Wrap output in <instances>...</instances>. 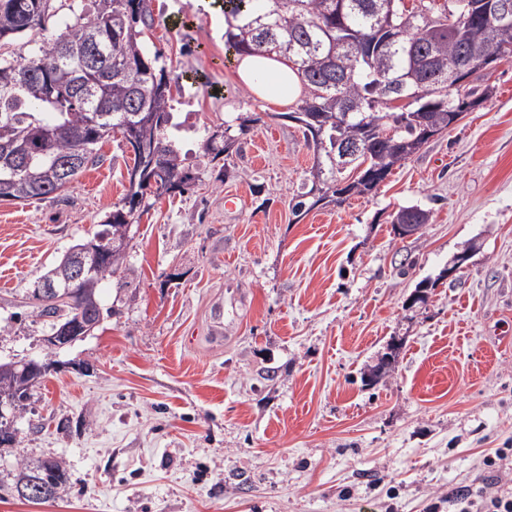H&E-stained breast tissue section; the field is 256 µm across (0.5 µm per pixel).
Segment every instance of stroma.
<instances>
[{"label": "stroma", "mask_w": 512, "mask_h": 512, "mask_svg": "<svg viewBox=\"0 0 512 512\" xmlns=\"http://www.w3.org/2000/svg\"><path fill=\"white\" fill-rule=\"evenodd\" d=\"M90 2L51 0L6 54ZM148 7L143 41L181 78L170 136L195 182L147 197L99 325L52 353L33 290L101 230L132 155L115 134L54 198L0 199V361L50 365L0 468L51 457L69 474L57 500L10 496L0 512H428L482 486V459L512 448V58L481 78L487 101L374 193L298 217L314 152L295 104L259 99L225 63L222 0ZM246 116L239 153L213 157L207 138ZM412 205L430 222L397 238L391 216ZM423 281L427 301L410 303Z\"/></svg>", "instance_id": "1"}]
</instances>
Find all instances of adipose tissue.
I'll return each instance as SVG.
<instances>
[{
    "mask_svg": "<svg viewBox=\"0 0 512 512\" xmlns=\"http://www.w3.org/2000/svg\"><path fill=\"white\" fill-rule=\"evenodd\" d=\"M236 75L250 92L273 104L293 102L303 91L297 72L282 59H243L237 65Z\"/></svg>",
    "mask_w": 512,
    "mask_h": 512,
    "instance_id": "adipose-tissue-1",
    "label": "adipose tissue"
}]
</instances>
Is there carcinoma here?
Listing matches in <instances>:
<instances>
[{
	"label": "carcinoma",
	"mask_w": 512,
	"mask_h": 512,
	"mask_svg": "<svg viewBox=\"0 0 512 512\" xmlns=\"http://www.w3.org/2000/svg\"><path fill=\"white\" fill-rule=\"evenodd\" d=\"M476 14L470 0H420L418 12L401 0H224V16L233 18L224 33L225 53L283 58L293 64L304 87L298 104L303 133L310 118L325 128L315 142L312 177L331 196L346 174L331 158L336 121L346 120L351 136H371L364 144L370 166L390 174L410 159L405 145L420 127L445 130L448 115L467 106L474 94L467 84L448 81L451 68L467 58L512 56V0ZM50 0H0V43L44 29ZM153 24L146 0H95L92 13L79 14L55 38L44 40L16 60L0 58V180L10 182L9 198H49L99 163L96 145L117 131L128 135L133 167L144 177L127 189L122 203L96 234L99 260L86 265L67 302L36 305L62 329L89 311L101 314L98 294L87 301L84 288H98L123 267L129 228L147 194L183 193L192 181L167 135L172 121V78L150 59L141 42ZM403 99L399 107L382 101ZM104 116L93 123L94 115ZM134 120L130 131L123 123ZM397 128L391 137L384 135ZM71 246L43 278L60 280ZM34 482L46 503L58 498L68 471L57 459L16 468L13 483L0 491L22 497Z\"/></svg>",
	"instance_id": "cac0c4a2"
}]
</instances>
